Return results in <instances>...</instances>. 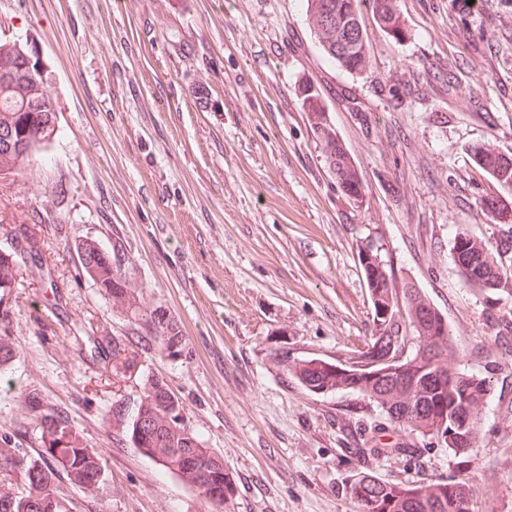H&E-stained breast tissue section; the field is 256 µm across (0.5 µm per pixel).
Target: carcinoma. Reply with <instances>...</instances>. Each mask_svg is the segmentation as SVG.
<instances>
[{
	"label": "carcinoma",
	"mask_w": 512,
	"mask_h": 512,
	"mask_svg": "<svg viewBox=\"0 0 512 512\" xmlns=\"http://www.w3.org/2000/svg\"><path fill=\"white\" fill-rule=\"evenodd\" d=\"M363 0H306L307 13L318 43L328 58L349 72H361L368 64V34L360 28ZM379 27L400 42L405 32L400 24L396 0H370ZM49 95L42 80H34L18 70H0V129L14 132L24 141L18 149L0 143V178L24 170L34 153L51 139L40 113L29 111L36 99ZM304 105L313 134L323 146L329 167L345 199L360 208L365 203V189L354 161L338 140L330 123L326 106L319 96L305 90ZM476 165L497 185L500 195L482 201L493 220L503 215L502 197H512V157L493 148L473 149ZM81 273L105 290L112 307L128 318L134 330L141 331V349L165 351L185 338L175 319L164 309L148 308L143 292L130 279V257L112 246L106 251L98 241L85 238L75 243ZM454 250L464 282L475 288L494 289L512 283L502 254H494L479 239L459 233ZM373 307V323H378V305L392 306L391 322L375 327L367 346L372 355L383 359L388 353L386 333H399V314L406 315L408 327L418 345L394 369L381 366L366 373L347 369L319 358L297 362L294 374L305 388L317 392L347 387L370 394L385 404L390 420L402 427L428 432L451 429L455 416L465 414L476 398L486 395V380L454 370L447 365L448 324L438 310L411 282L396 287L393 275L384 267L378 254L359 250ZM17 262L0 256V288L10 287ZM112 356L115 373L136 369L139 352L124 340L115 338L106 351ZM168 387L156 389L146 382L142 395L133 407L114 406L113 416L126 429L135 447L168 472L192 488L213 491L224 496L226 473L223 459L199 438L175 413ZM28 406L39 418L41 434L50 438L51 446L33 457L22 448L12 446V439L0 435V472H10L27 483L31 492L16 495L0 491V512H64L52 491L57 474L64 472L75 483L96 488L102 483L99 455L87 447L79 434L60 415L41 411L38 396L28 399ZM479 430V419L472 416L465 431H457L448 447L464 454L472 446ZM345 493L359 506V512H464L462 499L469 494L464 481H447L409 487L384 483L365 472L350 477Z\"/></svg>",
	"instance_id": "cac0c4a2"
}]
</instances>
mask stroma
Returning <instances> with one entry per match:
<instances>
[{"label": "stroma", "instance_id": "1", "mask_svg": "<svg viewBox=\"0 0 512 512\" xmlns=\"http://www.w3.org/2000/svg\"><path fill=\"white\" fill-rule=\"evenodd\" d=\"M395 42L371 9L369 62L351 73L321 50L305 0H0V40L41 66L58 113L26 171L0 179V249L36 230V255L0 296V434L42 448L27 398L65 416L100 457L98 489L59 475L70 512H357L360 470L413 486L465 479L473 512H512V293L465 284L453 240L498 252L471 149L512 156V0H397ZM328 106L365 192L340 193L303 104ZM121 242L147 305L179 322L172 360L145 351L130 379L101 356L130 324L88 278L76 240ZM373 241L395 281L444 316L452 368L485 377L467 454L401 429L368 396L312 392L294 360L342 364L373 331L358 248ZM159 376L187 426L224 460L213 505L143 456L112 420Z\"/></svg>", "mask_w": 512, "mask_h": 512}]
</instances>
